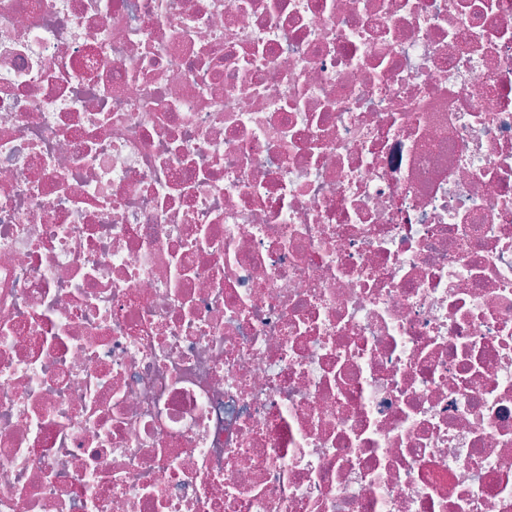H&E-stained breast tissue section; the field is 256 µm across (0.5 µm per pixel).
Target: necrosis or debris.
Masks as SVG:
<instances>
[{
	"label": "necrosis or debris",
	"instance_id": "1",
	"mask_svg": "<svg viewBox=\"0 0 512 512\" xmlns=\"http://www.w3.org/2000/svg\"><path fill=\"white\" fill-rule=\"evenodd\" d=\"M0 512H512V0H0Z\"/></svg>",
	"mask_w": 512,
	"mask_h": 512
}]
</instances>
